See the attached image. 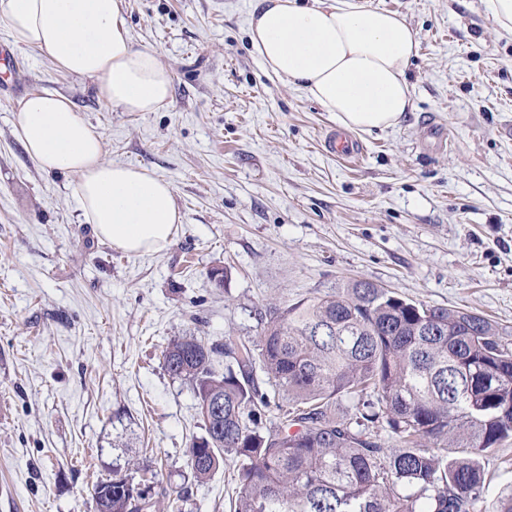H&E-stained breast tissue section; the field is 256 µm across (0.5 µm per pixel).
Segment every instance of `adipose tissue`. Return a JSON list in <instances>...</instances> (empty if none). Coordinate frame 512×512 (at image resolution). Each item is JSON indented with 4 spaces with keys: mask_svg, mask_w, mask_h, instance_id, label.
<instances>
[{
    "mask_svg": "<svg viewBox=\"0 0 512 512\" xmlns=\"http://www.w3.org/2000/svg\"><path fill=\"white\" fill-rule=\"evenodd\" d=\"M123 0H0L16 44L35 47L69 73L98 81V95L125 112H156L173 77L156 52L136 47ZM251 46L264 68L302 88L350 131L397 126L412 111L407 70L417 32L366 0H257ZM16 134L44 171L74 176L82 217L130 255L164 250L180 221L172 183L147 169L103 159V140L66 97L24 98Z\"/></svg>",
    "mask_w": 512,
    "mask_h": 512,
    "instance_id": "ef3b65f1",
    "label": "adipose tissue"
}]
</instances>
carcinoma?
Returning <instances> with one entry per match:
<instances>
[{
	"instance_id": "1",
	"label": "carcinoma",
	"mask_w": 512,
	"mask_h": 512,
	"mask_svg": "<svg viewBox=\"0 0 512 512\" xmlns=\"http://www.w3.org/2000/svg\"><path fill=\"white\" fill-rule=\"evenodd\" d=\"M506 335L477 313L351 280L270 305L254 349L175 338L164 367L198 399L196 480L226 454L239 462L230 512H484L485 460L512 438ZM256 350L271 394L254 378ZM93 502L148 508L121 478L97 482Z\"/></svg>"
}]
</instances>
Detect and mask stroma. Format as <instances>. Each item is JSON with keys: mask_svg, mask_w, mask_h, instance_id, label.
I'll return each mask as SVG.
<instances>
[{"mask_svg": "<svg viewBox=\"0 0 512 512\" xmlns=\"http://www.w3.org/2000/svg\"><path fill=\"white\" fill-rule=\"evenodd\" d=\"M368 2L418 34L414 108L358 134L353 167L322 149L330 113L252 52L253 0H123L135 45L173 76L156 112L121 111L95 79L15 47L18 82L0 90V512H93L109 478L150 512H230L236 458L191 473L204 429L192 386L163 366L174 337L251 342L268 304L350 278L512 332V38L483 0ZM40 92L98 127L106 161L172 182L182 222L165 250L112 248L73 176L26 154L18 106Z\"/></svg>", "mask_w": 512, "mask_h": 512, "instance_id": "1", "label": "stroma"}]
</instances>
